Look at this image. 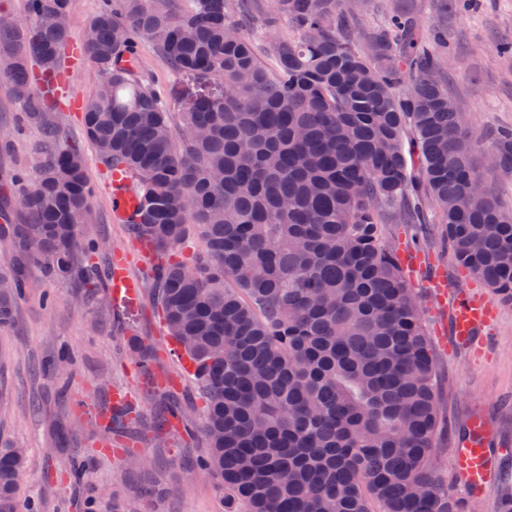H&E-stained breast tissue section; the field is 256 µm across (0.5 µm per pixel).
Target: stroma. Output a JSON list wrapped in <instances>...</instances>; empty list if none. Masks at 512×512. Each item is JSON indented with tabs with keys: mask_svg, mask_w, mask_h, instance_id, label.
Listing matches in <instances>:
<instances>
[{
	"mask_svg": "<svg viewBox=\"0 0 512 512\" xmlns=\"http://www.w3.org/2000/svg\"><path fill=\"white\" fill-rule=\"evenodd\" d=\"M462 2L452 12L442 0H358V30L367 34L398 14L423 29L442 31L447 41L442 77L458 109L471 121L481 186L512 208V171L485 162L497 130L512 127V0ZM98 6L99 0H70L63 90L51 94L54 105L41 117L30 118L25 102L0 80V185H10L17 170L36 172L52 145L46 127L63 129L82 148L95 186L80 236L124 250L142 298L130 305L110 290L88 294L78 282L51 280L40 268L30 269L13 323L0 327V438L25 449L27 456L17 512H224L223 489L197 470L208 451L204 402L157 314L147 277L150 260L128 225L114 222L111 175L83 134L80 104L102 77L78 47ZM387 231L392 241L422 252L430 269L443 270L449 283H456L462 270L444 244L441 225L391 224ZM427 280L421 274L409 278L408 285L422 309L435 358L436 392L447 417L436 440V461L457 493L467 496L456 476L455 450L466 420L477 412L487 414L502 454L494 483L482 499L472 501L469 512H499L502 495L512 492V299L477 286V293L497 310L489 350L477 359L442 345L439 332L448 323V310L437 306ZM115 308L125 314V333L112 329ZM135 338L154 351L153 369H146L134 352ZM62 348L72 356L69 370L44 371V363ZM157 378L176 382L175 393L187 405L183 432L158 436L151 429L163 396L153 384ZM118 389L127 392L141 426L122 429L115 438L99 428L97 419ZM127 443L147 463L160 494L141 489L138 470L122 452Z\"/></svg>",
	"mask_w": 512,
	"mask_h": 512,
	"instance_id": "35a3bbf8",
	"label": "stroma"
}]
</instances>
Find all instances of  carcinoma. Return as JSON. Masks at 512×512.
<instances>
[{
    "label": "carcinoma",
    "mask_w": 512,
    "mask_h": 512,
    "mask_svg": "<svg viewBox=\"0 0 512 512\" xmlns=\"http://www.w3.org/2000/svg\"><path fill=\"white\" fill-rule=\"evenodd\" d=\"M39 25H0V78L25 95L29 58L58 69L69 0H28ZM347 0H102L83 56L102 75L87 139L134 181L135 238L153 250L159 313L195 366L209 454L199 469L248 512H464L437 469L443 411L418 301L385 224L443 225L457 264L512 298V211L476 186L475 144L429 35L399 16L360 43ZM291 32H279L282 22ZM269 32L259 58L250 26ZM153 42L173 81L142 71ZM179 107L172 126L171 104ZM410 139L418 172L404 150ZM14 179L26 224H0V325L23 263L88 293L106 252L79 238L94 186L81 150ZM495 166L512 169V129ZM201 247L182 255L188 227ZM185 408L175 397L154 428ZM24 449L0 447V512H15Z\"/></svg>",
    "instance_id": "carcinoma-1"
}]
</instances>
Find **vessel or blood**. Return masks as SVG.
I'll return each mask as SVG.
<instances>
[{
    "mask_svg": "<svg viewBox=\"0 0 512 512\" xmlns=\"http://www.w3.org/2000/svg\"><path fill=\"white\" fill-rule=\"evenodd\" d=\"M112 213L123 224L130 223L137 211L138 200L127 188L121 175L112 178ZM112 293L129 302L140 295V285L126 268L123 253H115L110 268ZM433 291L439 304L450 307L451 333L455 345L479 355L485 349L484 332L494 321L496 310L473 289L449 291L442 273H435ZM456 471L467 484L471 496H482L493 481L498 466L497 454L492 446V429L483 416H473L466 425L455 455Z\"/></svg>",
    "mask_w": 512,
    "mask_h": 512,
    "instance_id": "b4317fda",
    "label": "vessel or blood"
}]
</instances>
